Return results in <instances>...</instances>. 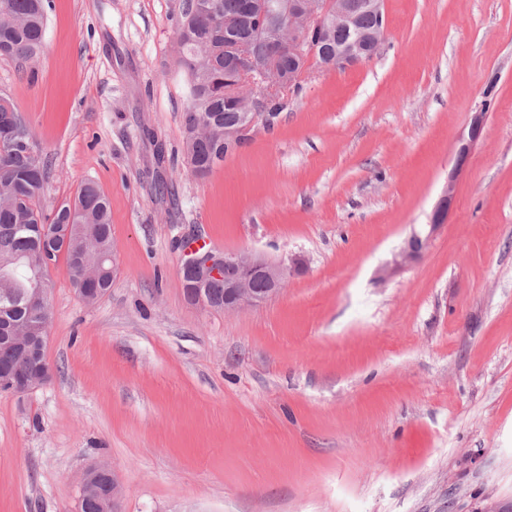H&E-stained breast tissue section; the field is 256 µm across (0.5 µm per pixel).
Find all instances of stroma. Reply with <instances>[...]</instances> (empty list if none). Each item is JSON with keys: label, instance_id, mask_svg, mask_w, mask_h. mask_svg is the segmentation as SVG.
<instances>
[{"label": "stroma", "instance_id": "35a3bbf8", "mask_svg": "<svg viewBox=\"0 0 512 512\" xmlns=\"http://www.w3.org/2000/svg\"><path fill=\"white\" fill-rule=\"evenodd\" d=\"M180 4L50 0L38 61L0 57L45 210L94 183L119 268L93 305L50 271L53 376L0 392V512H73L99 460L122 512H512V0H384L380 55L313 70L203 177ZM191 228L305 266L262 306L200 309Z\"/></svg>", "mask_w": 512, "mask_h": 512}]
</instances>
